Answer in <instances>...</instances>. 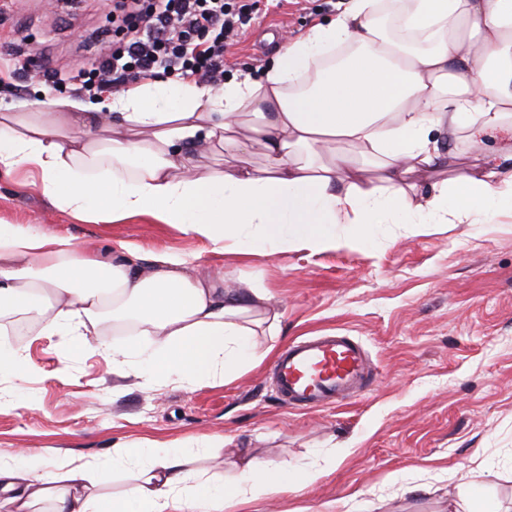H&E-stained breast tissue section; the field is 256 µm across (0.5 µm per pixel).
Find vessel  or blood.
Listing matches in <instances>:
<instances>
[{
    "label": "vessel or blood",
    "mask_w": 512,
    "mask_h": 512,
    "mask_svg": "<svg viewBox=\"0 0 512 512\" xmlns=\"http://www.w3.org/2000/svg\"><path fill=\"white\" fill-rule=\"evenodd\" d=\"M272 371L279 399L306 409L342 402L370 386L361 344L336 332L290 344Z\"/></svg>",
    "instance_id": "1"
}]
</instances>
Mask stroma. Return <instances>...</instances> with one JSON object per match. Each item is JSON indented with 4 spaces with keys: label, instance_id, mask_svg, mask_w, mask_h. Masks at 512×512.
<instances>
[{
    "label": "stroma",
    "instance_id": "1",
    "mask_svg": "<svg viewBox=\"0 0 512 512\" xmlns=\"http://www.w3.org/2000/svg\"><path fill=\"white\" fill-rule=\"evenodd\" d=\"M349 0H260L244 34L224 55L225 78H260L286 39L304 34ZM112 37V0H0V45L25 52L35 72L0 83V106L49 111L74 97L68 78L90 68ZM22 224L107 254L123 246L169 252L225 287L247 281L268 296L281 332L260 347L334 330L364 348L370 389L316 410L278 401L272 358L227 383L191 389L147 385L112 366L111 318L90 330V348L70 347L41 316L0 313V345L19 349L33 371L0 375V456L36 448L49 460L100 463L114 446L142 439L177 445L224 438L200 468L233 482L223 462L240 454L321 476L263 494L245 512H448L479 485L512 512V220L427 226L402 236L385 228L364 250L224 252L221 245L144 217L76 218L39 185L0 172V223Z\"/></svg>",
    "mask_w": 512,
    "mask_h": 512
}]
</instances>
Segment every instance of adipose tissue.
<instances>
[{
    "instance_id": "1",
    "label": "adipose tissue",
    "mask_w": 512,
    "mask_h": 512,
    "mask_svg": "<svg viewBox=\"0 0 512 512\" xmlns=\"http://www.w3.org/2000/svg\"><path fill=\"white\" fill-rule=\"evenodd\" d=\"M381 0H351L328 22L286 43L261 79H232L220 94L194 82L148 79L97 101H55L51 112L0 113V170L36 172L61 210L113 222L142 216L223 244L225 252L356 250L379 228L494 224L512 217V152L413 194L447 161L440 144L512 134V0H412L382 28ZM261 121L245 125L248 113ZM111 133L112 162L78 132ZM221 146L224 167L198 173L192 155ZM260 147L263 167L241 166ZM377 162L376 179L363 166ZM98 167L99 176L84 171ZM265 293L181 270L166 253L123 248L100 258L52 234L0 224V311L47 317L54 334L86 344V324L111 312L141 341L112 346V364L145 383L185 388L227 381L277 335ZM214 439L182 446L143 441L108 465L64 456L55 467L31 448L0 458V512H227L287 489V469L243 457L235 482L203 477ZM132 487L106 500L114 475Z\"/></svg>"
}]
</instances>
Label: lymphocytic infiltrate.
I'll return each instance as SVG.
<instances>
[{
    "mask_svg": "<svg viewBox=\"0 0 512 512\" xmlns=\"http://www.w3.org/2000/svg\"><path fill=\"white\" fill-rule=\"evenodd\" d=\"M258 0H131L120 34L94 68L77 72L82 92L121 91L176 70L183 78L220 87L224 51L241 34Z\"/></svg>",
    "mask_w": 512,
    "mask_h": 512,
    "instance_id": "f902f5d3",
    "label": "lymphocytic infiltrate"
}]
</instances>
